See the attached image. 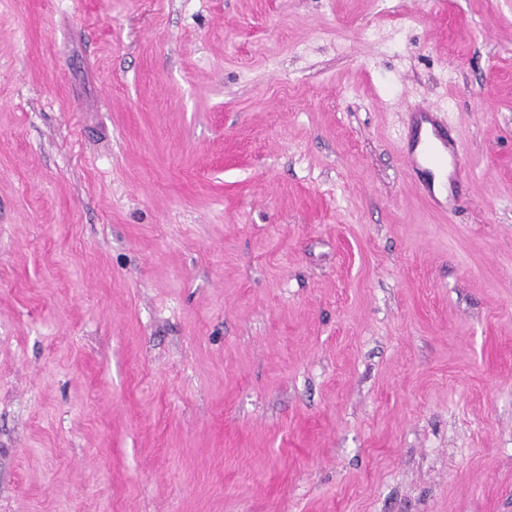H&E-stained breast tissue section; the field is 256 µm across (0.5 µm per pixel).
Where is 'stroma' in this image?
Wrapping results in <instances>:
<instances>
[{"mask_svg": "<svg viewBox=\"0 0 512 512\" xmlns=\"http://www.w3.org/2000/svg\"><path fill=\"white\" fill-rule=\"evenodd\" d=\"M0 512H512V0H0ZM423 123L431 125L433 138H420L419 133ZM403 148L407 165L419 178L424 197L429 201H434L435 198L431 166L435 164L449 166L455 177L467 172V160L461 147L448 140L436 125V120L427 112L415 113L414 129L406 136Z\"/></svg>", "mask_w": 512, "mask_h": 512, "instance_id": "35a3bbf8", "label": "stroma"}]
</instances>
